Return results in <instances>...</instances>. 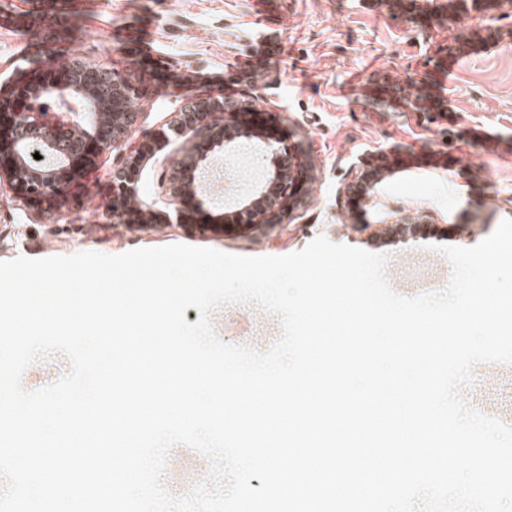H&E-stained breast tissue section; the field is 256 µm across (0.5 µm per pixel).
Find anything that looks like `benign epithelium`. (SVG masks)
Instances as JSON below:
<instances>
[{
  "label": "benign epithelium",
  "mask_w": 512,
  "mask_h": 512,
  "mask_svg": "<svg viewBox=\"0 0 512 512\" xmlns=\"http://www.w3.org/2000/svg\"><path fill=\"white\" fill-rule=\"evenodd\" d=\"M31 91L51 103L45 112L11 111L12 102L0 100V111H9L10 128L0 133V171H4L11 190L30 201L51 200L67 192L70 183L65 175L70 166L89 154L90 147L101 154L124 148L128 130L137 119L134 112L122 114L102 112L91 98L84 78L76 76L63 84L46 86L30 83ZM196 112L185 109L177 113L169 127L176 138L190 143L198 138L210 141L214 150L228 148L230 140L224 130L236 123V113L212 97H197ZM162 147L145 142L131 159L137 167H120L113 175V187L124 198L132 200L144 214L145 222H154L159 205L174 207L184 194L194 189V181L186 172L202 167L219 178L223 170L208 166L207 157L186 149L180 157H161ZM41 159H34V154ZM267 178L237 200L239 210L251 223L269 224L278 220L291 207L297 193L299 175L295 156L288 147L273 148L266 156ZM153 180L152 191L140 195L138 184ZM384 192L370 187L368 201L381 214L379 223L416 224L420 216L414 212L392 211L383 201Z\"/></svg>",
  "instance_id": "obj_1"
}]
</instances>
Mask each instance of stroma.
Returning a JSON list of instances; mask_svg holds the SVG:
<instances>
[{"instance_id":"1","label":"stroma","mask_w":512,"mask_h":512,"mask_svg":"<svg viewBox=\"0 0 512 512\" xmlns=\"http://www.w3.org/2000/svg\"><path fill=\"white\" fill-rule=\"evenodd\" d=\"M127 76L138 119L127 151L138 149L182 111L191 97L220 96L268 108L271 129L243 138L238 157L249 180L232 183L191 224L126 231L110 224L113 171L122 158L105 152L68 193L34 205L0 188V260L84 251L118 255L185 243L242 256H281L323 236L373 250L377 215L353 208L348 167L383 148L398 158L383 182L390 206L418 212L389 247L387 277L396 294L415 296L408 280L420 262L441 260L456 239L472 247L512 219V14L495 6L460 11L456 0H0V95L58 59ZM289 144L303 182L283 224H238L237 196L263 178L269 139ZM483 170L474 178L472 166ZM466 224L477 225L460 236ZM226 342L267 350L282 334L256 307L226 306L212 316ZM203 456L172 449L167 488L194 486Z\"/></svg>"}]
</instances>
